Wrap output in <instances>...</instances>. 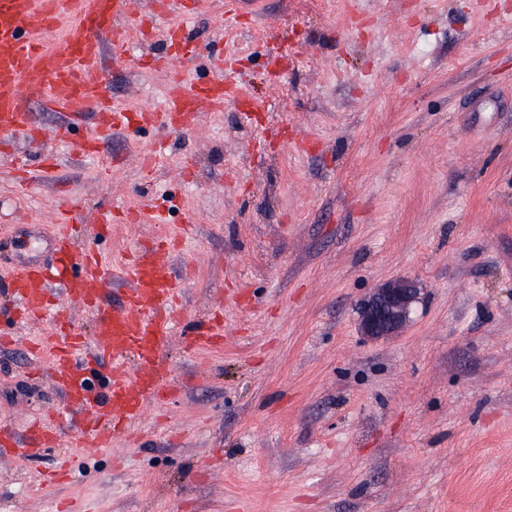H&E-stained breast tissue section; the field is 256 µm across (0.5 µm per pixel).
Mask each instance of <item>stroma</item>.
<instances>
[{"mask_svg": "<svg viewBox=\"0 0 512 512\" xmlns=\"http://www.w3.org/2000/svg\"><path fill=\"white\" fill-rule=\"evenodd\" d=\"M224 0L189 26L267 106L251 121L230 101L185 132L117 130L95 155L52 143L54 178L19 197L0 153V215L25 204L32 235L0 251L52 262L56 200L83 205L78 245L121 260L165 233L182 317L224 305V343L187 350L174 335L164 400L131 442L89 448L67 483L40 474L55 453L0 459V512H512V0H267L232 44ZM295 61L266 84L261 47ZM159 41L107 60V92L164 106L168 73L141 70ZM164 139L150 170L127 150ZM161 205V224H114L103 208ZM195 213L182 221L183 209ZM400 277L419 301L397 334L359 327L361 302ZM0 424L24 433L62 398L26 354L0 282Z\"/></svg>", "mask_w": 512, "mask_h": 512, "instance_id": "obj_1", "label": "stroma"}]
</instances>
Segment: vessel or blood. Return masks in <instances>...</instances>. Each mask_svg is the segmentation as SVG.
Returning a JSON list of instances; mask_svg holds the SVG:
<instances>
[{
    "label": "vessel or blood",
    "mask_w": 512,
    "mask_h": 512,
    "mask_svg": "<svg viewBox=\"0 0 512 512\" xmlns=\"http://www.w3.org/2000/svg\"><path fill=\"white\" fill-rule=\"evenodd\" d=\"M181 18L170 16L171 0H151L149 12L133 9L131 0H0V143L24 136L38 140L42 128L34 112L43 105L61 115L56 138L73 142L82 153L94 152L97 134L130 128L129 110L103 95L106 55H123L132 32L160 34L175 48V69L162 111L139 109V127H189L197 113L223 111L227 100L250 98L252 110L265 102L250 97L234 81L233 52H226L214 73L194 89L185 86L187 65L199 55L200 41L185 23L194 0H180ZM54 42H46L48 33ZM96 119V135L74 139L76 126ZM63 227L50 249L71 270L62 278L64 301L52 299L49 269L30 259L14 262L8 272L16 318L41 320L46 334L34 344L45 355L58 389L66 398L65 414L36 417L31 433L16 436L0 428V455L20 464L44 456L59 435L74 431L73 452L67 453L50 476L73 470L80 448L106 449L125 436L128 426L151 402L160 400L167 369L162 355L174 327L179 282L173 270L169 240L134 249L118 266L108 267L96 251L75 252L68 230L75 206H61ZM154 215L152 207L134 211H98V226L125 219L140 222ZM126 283L118 306L103 295L110 284ZM85 307L94 317L92 337L83 336L69 315V305ZM224 319L214 312L206 324L188 328L186 347L218 346Z\"/></svg>",
    "instance_id": "obj_1"
}]
</instances>
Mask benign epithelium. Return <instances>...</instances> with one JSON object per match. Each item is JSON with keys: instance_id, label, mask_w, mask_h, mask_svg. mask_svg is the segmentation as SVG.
<instances>
[{"instance_id": "obj_1", "label": "benign epithelium", "mask_w": 512, "mask_h": 512, "mask_svg": "<svg viewBox=\"0 0 512 512\" xmlns=\"http://www.w3.org/2000/svg\"><path fill=\"white\" fill-rule=\"evenodd\" d=\"M418 299V288L407 278L396 279L375 289L363 303L360 326L372 338L391 336L409 321L412 306Z\"/></svg>"}]
</instances>
